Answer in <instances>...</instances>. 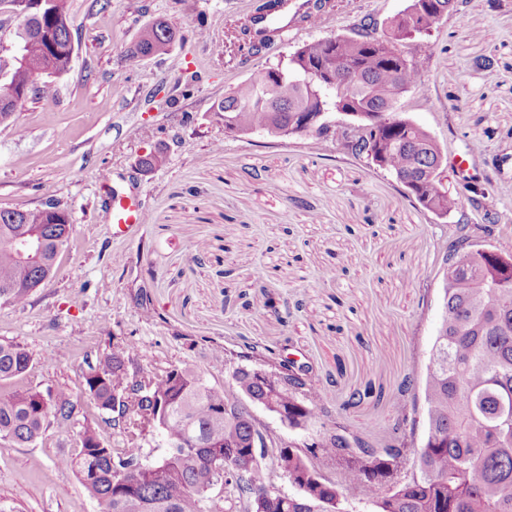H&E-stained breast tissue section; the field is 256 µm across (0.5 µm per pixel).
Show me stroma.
<instances>
[{"label": "stroma", "mask_w": 512, "mask_h": 512, "mask_svg": "<svg viewBox=\"0 0 512 512\" xmlns=\"http://www.w3.org/2000/svg\"><path fill=\"white\" fill-rule=\"evenodd\" d=\"M333 3L324 21L246 56L229 34L258 0H69V70L54 77L53 96H28L14 125H0V210L51 202L71 218L54 275L26 305L0 303V343L32 357L25 374L0 382V394L64 389L76 403L68 431L50 426L33 444L0 439V512H95L59 460L89 424L104 446L127 447L111 412L85 392L84 374L131 343L129 377L190 366L221 386L249 347L269 349L274 361L292 356L308 367L326 417L293 429L254 405L257 422L298 447L337 424L382 446L400 382L426 375L443 311V258L459 226L512 253V0L493 9L464 0L405 46L427 59V77L396 113L441 145L450 187L464 200L448 217L425 211L394 177L334 143L225 135L212 107L230 87L362 18L384 22L408 0ZM199 18L202 40L191 34ZM158 19L179 40L131 65L141 29ZM476 141L477 209L454 166ZM150 155L156 163L142 169ZM106 170L148 213L125 238L109 231ZM329 267L336 276L327 280ZM217 345L235 352L219 366L211 361Z\"/></svg>", "instance_id": "35a3bbf8"}]
</instances>
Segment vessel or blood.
<instances>
[{"instance_id": "b4317fda", "label": "vessel or blood", "mask_w": 512, "mask_h": 512, "mask_svg": "<svg viewBox=\"0 0 512 512\" xmlns=\"http://www.w3.org/2000/svg\"><path fill=\"white\" fill-rule=\"evenodd\" d=\"M322 15L313 8L312 0H279L274 12H255L251 15L252 39L258 49L266 50L278 42L286 41L289 33L300 26L321 21ZM113 233H130L137 225L147 223L148 215L136 197L112 189Z\"/></svg>"}]
</instances>
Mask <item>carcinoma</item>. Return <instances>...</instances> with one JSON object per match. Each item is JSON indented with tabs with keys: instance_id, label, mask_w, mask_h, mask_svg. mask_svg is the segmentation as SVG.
I'll return each mask as SVG.
<instances>
[{
	"instance_id": "1",
	"label": "carcinoma",
	"mask_w": 512,
	"mask_h": 512,
	"mask_svg": "<svg viewBox=\"0 0 512 512\" xmlns=\"http://www.w3.org/2000/svg\"><path fill=\"white\" fill-rule=\"evenodd\" d=\"M56 12L70 17L69 0H54L41 15L44 25L52 24ZM454 12L456 0H409L404 11L385 20L384 35L364 23L334 44L324 39L305 43L286 62L237 83L214 111L224 113V131L233 136L313 133L322 142H334L389 172L425 210L446 216L461 203L445 184L442 149L424 126L403 117L381 121L372 125L377 133L368 142L343 123L302 130L295 117L322 105L343 113L393 115L400 98L420 89L427 61L392 56L389 45L430 34ZM177 36L162 20L145 26L130 63L167 53ZM234 38L239 50H257L249 22L238 26ZM329 61L342 70L336 81L310 83L308 70ZM48 77L45 48L34 43L10 84L48 97L54 92ZM34 234L43 239L48 261H58L68 246L62 226L50 223L44 209H26L17 221L0 223L1 303L25 305L31 285L46 273L42 266L20 261L15 252L19 240ZM441 283L443 313L422 385L425 438L419 449L399 436L409 418L406 398L414 389V380L407 377L397 396L394 436L385 447L373 448L343 426L310 445L314 458L336 466V479L308 478L314 465L307 456L292 446L280 447L268 429L270 462H258L249 451L252 416L247 404L272 396L288 425L302 428L326 416L320 390L308 381L298 389L275 391L247 368L235 371L231 387L215 386L184 367L149 379L155 399L169 406L167 413L149 419L135 398L125 403L129 441L156 430L167 444L160 460L149 461L139 446L107 448L97 429L87 425L74 453L59 464L75 471L96 512H248L241 500L245 493L269 503L265 512H298L281 507L273 495L271 467L299 485L300 502L320 512H341L338 505L350 497L372 504L374 512H512V254L471 245L462 235L443 260ZM134 350L129 344L126 351L111 352L88 366L85 391L102 409L112 410L115 399L123 396L128 384L125 353ZM31 365L24 347L0 344V382L23 375ZM233 395L237 406L228 414L224 408ZM74 407L72 393L65 390L48 400L31 388L0 394V439L33 443L51 420L68 419ZM228 454L234 455L235 470L247 475L248 488L232 473L214 468ZM133 463L131 490H116L112 469Z\"/></svg>"
}]
</instances>
